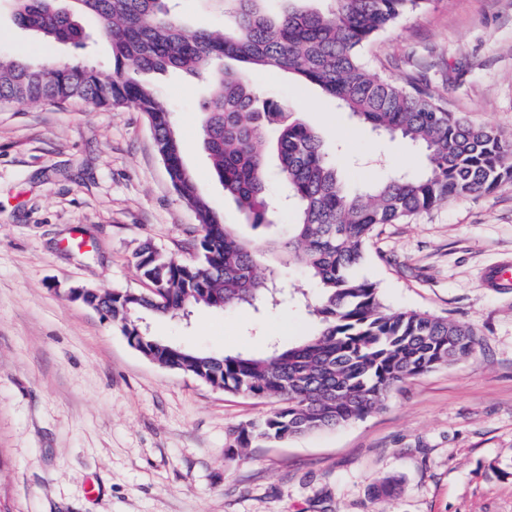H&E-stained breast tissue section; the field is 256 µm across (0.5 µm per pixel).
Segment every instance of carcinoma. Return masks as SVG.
Here are the masks:
<instances>
[{
	"instance_id": "obj_1",
	"label": "carcinoma",
	"mask_w": 512,
	"mask_h": 512,
	"mask_svg": "<svg viewBox=\"0 0 512 512\" xmlns=\"http://www.w3.org/2000/svg\"><path fill=\"white\" fill-rule=\"evenodd\" d=\"M15 19L48 42L80 43V17L91 14L112 48L113 78L82 64L50 65L0 52V104L50 102L95 107L130 104L143 112L179 198L194 212L199 234L193 257L181 260L151 246L136 265L152 294L90 290L87 302L112 315L134 338L150 313L180 317L203 305L222 311L248 305L276 309L290 293L270 256L294 257L318 289L312 313L318 330L304 341L255 357L204 354L146 336L144 352L227 393L274 397L262 419L236 427L235 447L277 443L343 427L379 409L391 390L473 353L472 327L413 310L392 312L378 288L355 269L378 226L400 224L448 202L488 193L512 181V140L443 109L425 90L369 72L365 47L429 0H329L323 11L296 0H224V30L191 29L172 12L173 0H11ZM288 73L312 83L374 132L420 151L416 175L393 174L364 191L341 177L318 131L225 66ZM185 72L207 79L201 138L215 175L253 225H271L267 154L297 215L288 240L267 245L241 238L210 205L182 158L179 133L158 92L136 75ZM274 131L272 139L267 131Z\"/></svg>"
}]
</instances>
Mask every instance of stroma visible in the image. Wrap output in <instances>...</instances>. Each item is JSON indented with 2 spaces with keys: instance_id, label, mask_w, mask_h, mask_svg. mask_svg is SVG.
<instances>
[{
  "instance_id": "1",
  "label": "stroma",
  "mask_w": 512,
  "mask_h": 512,
  "mask_svg": "<svg viewBox=\"0 0 512 512\" xmlns=\"http://www.w3.org/2000/svg\"><path fill=\"white\" fill-rule=\"evenodd\" d=\"M193 29L224 27L221 0H178ZM88 46L45 43L0 0V48L112 76L97 22ZM370 71L428 87L448 112L512 136V0H430L366 50ZM174 114L183 161L225 223L284 237V209L252 228L213 174L200 137L207 83L149 73ZM250 83L337 147L342 174L367 188L413 149L360 126L315 85L275 70ZM196 219L177 196L148 121L130 106L0 105V512H512V288L485 273L512 263V182L380 226L358 267L391 310L471 326L473 354L418 376L383 409L285 443L234 449L232 430L275 400L231 394L161 367L69 288L147 289L135 254L150 244L190 259ZM278 309L150 317L152 336L200 352L266 354L313 334L315 294L298 262ZM398 481L394 497L373 488Z\"/></svg>"
}]
</instances>
